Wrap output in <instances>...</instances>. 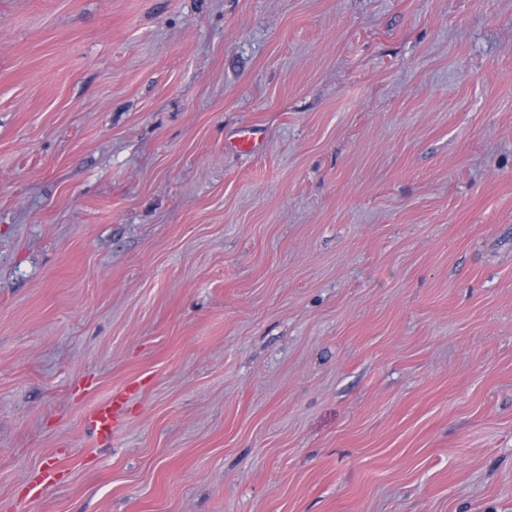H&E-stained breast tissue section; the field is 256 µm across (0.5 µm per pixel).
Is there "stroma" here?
Listing matches in <instances>:
<instances>
[{
    "instance_id": "obj_1",
    "label": "stroma",
    "mask_w": 512,
    "mask_h": 512,
    "mask_svg": "<svg viewBox=\"0 0 512 512\" xmlns=\"http://www.w3.org/2000/svg\"><path fill=\"white\" fill-rule=\"evenodd\" d=\"M0 512H512V0H0ZM125 396L118 394L111 399L95 405L87 416V423L100 439H109L118 422Z\"/></svg>"
}]
</instances>
